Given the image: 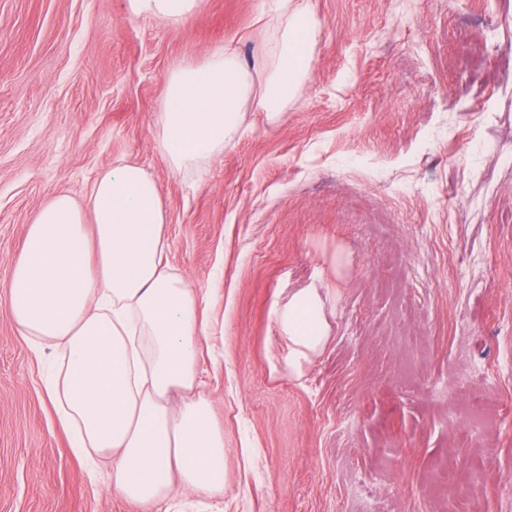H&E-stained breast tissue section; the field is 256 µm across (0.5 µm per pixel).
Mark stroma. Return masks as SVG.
Wrapping results in <instances>:
<instances>
[{
	"instance_id": "35a3bbf8",
	"label": "stroma",
	"mask_w": 512,
	"mask_h": 512,
	"mask_svg": "<svg viewBox=\"0 0 512 512\" xmlns=\"http://www.w3.org/2000/svg\"><path fill=\"white\" fill-rule=\"evenodd\" d=\"M320 31L276 123L253 104L221 156L154 147L168 76L255 52L270 0H199L174 25L127 0H0V512H144L74 454L43 390L55 362L4 288L54 193L139 162L166 261L209 330L203 396L224 491L158 512H512V0H294ZM327 295L301 376L270 315Z\"/></svg>"
}]
</instances>
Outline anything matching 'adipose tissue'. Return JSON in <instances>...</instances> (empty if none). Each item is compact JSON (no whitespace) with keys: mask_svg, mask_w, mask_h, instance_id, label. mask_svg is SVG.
Masks as SVG:
<instances>
[{"mask_svg":"<svg viewBox=\"0 0 512 512\" xmlns=\"http://www.w3.org/2000/svg\"><path fill=\"white\" fill-rule=\"evenodd\" d=\"M279 25L259 46L261 83L219 48L173 71L155 148L181 172L221 154L246 103L278 120L301 90L318 35L292 0H273ZM198 0H128L132 14L179 23ZM167 215L159 188L137 163L99 173L85 200L54 194L29 224L5 286L12 318L30 344L62 354L45 385L76 453L111 459L112 493L151 506L174 492L224 489V433L200 392L198 346L205 311L165 261ZM270 315L288 342L280 366L301 374L327 341L326 302L299 288Z\"/></svg>","mask_w":512,"mask_h":512,"instance_id":"adipose-tissue-1","label":"adipose tissue"}]
</instances>
